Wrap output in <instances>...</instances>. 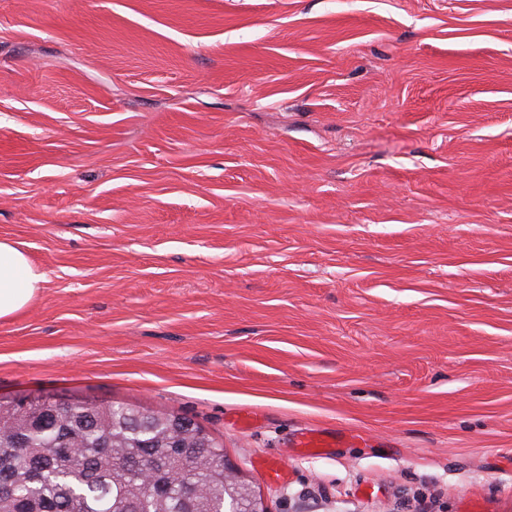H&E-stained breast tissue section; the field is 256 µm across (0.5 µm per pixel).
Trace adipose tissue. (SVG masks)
I'll return each instance as SVG.
<instances>
[{
  "label": "adipose tissue",
  "instance_id": "obj_1",
  "mask_svg": "<svg viewBox=\"0 0 512 512\" xmlns=\"http://www.w3.org/2000/svg\"><path fill=\"white\" fill-rule=\"evenodd\" d=\"M46 275L12 243L0 240V320L23 311L41 291Z\"/></svg>",
  "mask_w": 512,
  "mask_h": 512
}]
</instances>
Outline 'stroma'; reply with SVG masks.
Here are the masks:
<instances>
[{"label": "stroma", "mask_w": 512, "mask_h": 512, "mask_svg": "<svg viewBox=\"0 0 512 512\" xmlns=\"http://www.w3.org/2000/svg\"><path fill=\"white\" fill-rule=\"evenodd\" d=\"M0 240V398L187 417L266 512H512V0H0ZM46 275L12 243L0 240V320L23 311L41 291Z\"/></svg>", "instance_id": "stroma-1"}]
</instances>
